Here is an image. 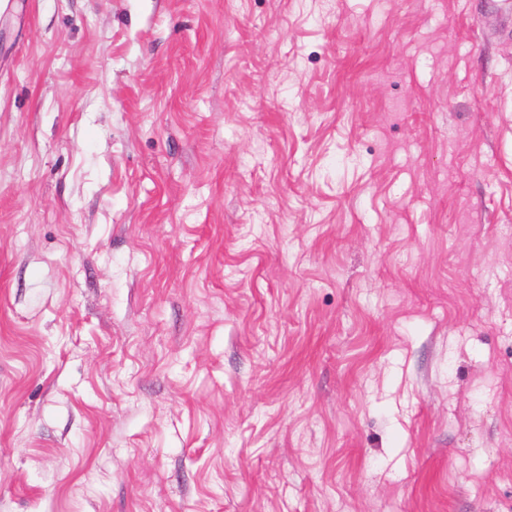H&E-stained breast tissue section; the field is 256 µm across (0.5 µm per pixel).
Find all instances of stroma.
Returning <instances> with one entry per match:
<instances>
[{
    "mask_svg": "<svg viewBox=\"0 0 512 512\" xmlns=\"http://www.w3.org/2000/svg\"><path fill=\"white\" fill-rule=\"evenodd\" d=\"M0 12V512H512L502 0Z\"/></svg>",
    "mask_w": 512,
    "mask_h": 512,
    "instance_id": "obj_1",
    "label": "stroma"
}]
</instances>
